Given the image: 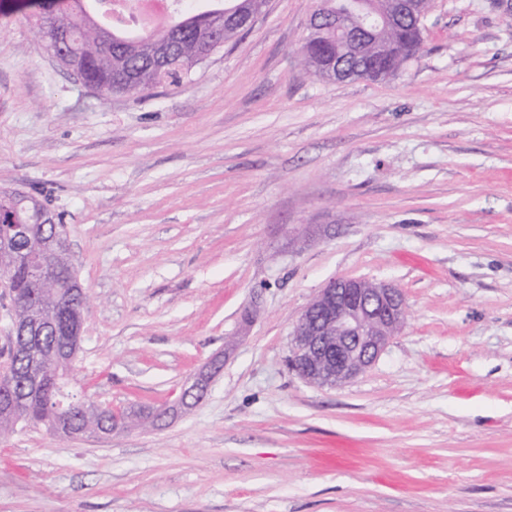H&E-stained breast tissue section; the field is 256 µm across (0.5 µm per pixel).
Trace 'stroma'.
I'll list each match as a JSON object with an SVG mask.
<instances>
[{
  "label": "stroma",
  "instance_id": "1",
  "mask_svg": "<svg viewBox=\"0 0 512 512\" xmlns=\"http://www.w3.org/2000/svg\"><path fill=\"white\" fill-rule=\"evenodd\" d=\"M270 0L178 89L100 96L0 0V191L66 226L89 303L73 386L159 425L0 437V512H512V0H432L392 79L300 55ZM407 316L346 384L289 366L332 278ZM222 366L223 356H215L207 366L192 377L190 384L185 387L180 397L175 402L169 406L161 408L162 414L165 409H172L178 413L181 412L182 409L199 402L207 393L210 384L220 372Z\"/></svg>",
  "mask_w": 512,
  "mask_h": 512
}]
</instances>
